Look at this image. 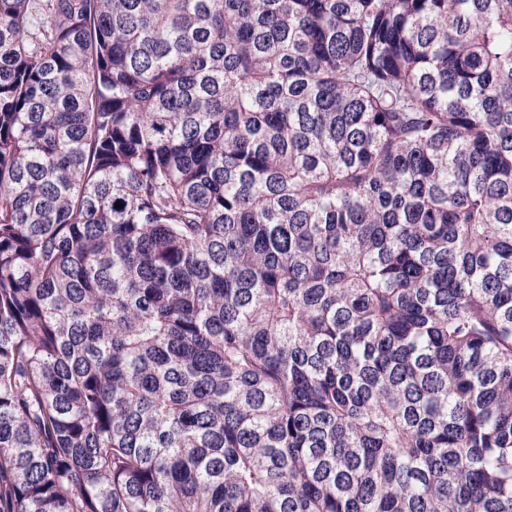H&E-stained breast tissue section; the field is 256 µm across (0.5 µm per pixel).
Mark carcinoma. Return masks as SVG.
<instances>
[{
	"label": "carcinoma",
	"mask_w": 512,
	"mask_h": 512,
	"mask_svg": "<svg viewBox=\"0 0 512 512\" xmlns=\"http://www.w3.org/2000/svg\"><path fill=\"white\" fill-rule=\"evenodd\" d=\"M0 512H512V0H0Z\"/></svg>",
	"instance_id": "obj_1"
}]
</instances>
